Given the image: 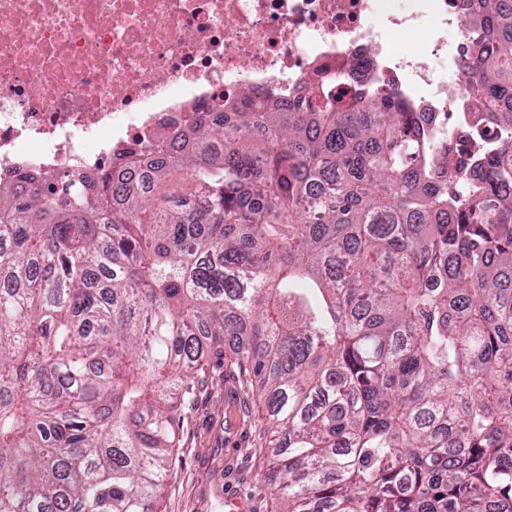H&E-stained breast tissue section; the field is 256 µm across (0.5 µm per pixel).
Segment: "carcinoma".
Returning <instances> with one entry per match:
<instances>
[{
    "mask_svg": "<svg viewBox=\"0 0 512 512\" xmlns=\"http://www.w3.org/2000/svg\"><path fill=\"white\" fill-rule=\"evenodd\" d=\"M469 2L475 101L512 125V0ZM341 80L0 187V512H157L226 343L278 512L512 499V142L456 184L419 113Z\"/></svg>",
    "mask_w": 512,
    "mask_h": 512,
    "instance_id": "1",
    "label": "carcinoma"
}]
</instances>
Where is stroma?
Listing matches in <instances>:
<instances>
[{"label": "stroma", "instance_id": "stroma-1", "mask_svg": "<svg viewBox=\"0 0 512 512\" xmlns=\"http://www.w3.org/2000/svg\"><path fill=\"white\" fill-rule=\"evenodd\" d=\"M266 411L237 375L214 370L180 428V448L160 499L162 512H275L273 464L265 452Z\"/></svg>", "mask_w": 512, "mask_h": 512}]
</instances>
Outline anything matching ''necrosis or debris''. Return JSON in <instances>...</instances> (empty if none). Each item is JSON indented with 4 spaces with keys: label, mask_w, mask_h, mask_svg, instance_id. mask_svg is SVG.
<instances>
[{
    "label": "necrosis or debris",
    "mask_w": 512,
    "mask_h": 512,
    "mask_svg": "<svg viewBox=\"0 0 512 512\" xmlns=\"http://www.w3.org/2000/svg\"><path fill=\"white\" fill-rule=\"evenodd\" d=\"M464 0H0V182L102 176L169 143L186 113L277 102L336 74L390 93L467 159L512 128L472 116Z\"/></svg>",
    "instance_id": "obj_1"
}]
</instances>
